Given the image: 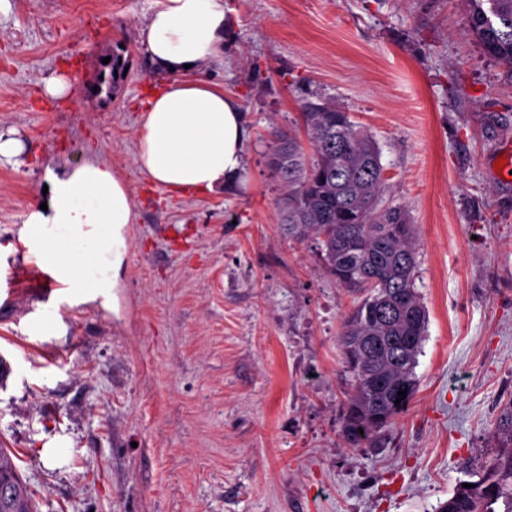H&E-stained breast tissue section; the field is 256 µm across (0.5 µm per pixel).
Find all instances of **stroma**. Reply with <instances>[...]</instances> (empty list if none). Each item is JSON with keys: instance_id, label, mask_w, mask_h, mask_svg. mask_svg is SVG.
<instances>
[{"instance_id": "1", "label": "stroma", "mask_w": 512, "mask_h": 512, "mask_svg": "<svg viewBox=\"0 0 512 512\" xmlns=\"http://www.w3.org/2000/svg\"><path fill=\"white\" fill-rule=\"evenodd\" d=\"M153 0H5L0 130V448L35 512H436L499 448L512 400V70L465 0H224L223 58L193 76L232 95L246 183L170 195L135 163L141 102L167 81L139 31ZM128 72L95 93L103 58ZM70 81L48 100L46 82ZM322 97L369 129L387 202L417 228L428 311L418 387L375 445L340 435L336 340L355 302L279 228L272 130ZM111 164L135 207L113 296L72 297L18 230L46 168ZM15 134L10 130L7 132L0 131V161H2L1 158H4L8 162L20 166L24 164V161L20 158L25 155L27 147Z\"/></svg>"}]
</instances>
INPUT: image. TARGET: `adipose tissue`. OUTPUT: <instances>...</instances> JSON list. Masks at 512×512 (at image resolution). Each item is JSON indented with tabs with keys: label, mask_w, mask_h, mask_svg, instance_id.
Here are the masks:
<instances>
[{
	"label": "adipose tissue",
	"mask_w": 512,
	"mask_h": 512,
	"mask_svg": "<svg viewBox=\"0 0 512 512\" xmlns=\"http://www.w3.org/2000/svg\"><path fill=\"white\" fill-rule=\"evenodd\" d=\"M223 0H154L140 31L149 62L174 78L144 102L136 163L177 194L215 193L242 183L246 129L239 103L201 80L186 79L224 54ZM46 207L31 206L20 235L30 256L73 294L117 287L128 257L134 204L109 164L90 156L46 169Z\"/></svg>",
	"instance_id": "adipose-tissue-1"
}]
</instances>
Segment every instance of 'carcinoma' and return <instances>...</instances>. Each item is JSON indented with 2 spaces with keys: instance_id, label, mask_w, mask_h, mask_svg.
Returning a JSON list of instances; mask_svg holds the SVG:
<instances>
[{
  "instance_id": "cac0c4a2",
  "label": "carcinoma",
  "mask_w": 512,
  "mask_h": 512,
  "mask_svg": "<svg viewBox=\"0 0 512 512\" xmlns=\"http://www.w3.org/2000/svg\"><path fill=\"white\" fill-rule=\"evenodd\" d=\"M471 30L483 50L512 66V0H467ZM115 86L125 63L114 54ZM311 153L290 134L272 132L268 159L285 187L280 229L297 242L313 241L325 271L357 297L343 322L337 349L349 375L341 433L349 448L372 444L410 405L428 315L416 290L417 229L406 209L383 200L385 168L373 135L348 113L320 99L301 104ZM406 392L400 403L397 393ZM502 447L481 457L474 486H457L436 512H512V401L496 428ZM12 479L14 498L0 512H34L27 488L0 448V482Z\"/></svg>"
}]
</instances>
